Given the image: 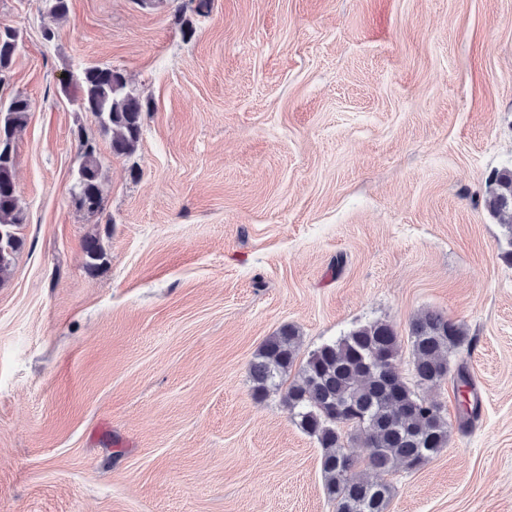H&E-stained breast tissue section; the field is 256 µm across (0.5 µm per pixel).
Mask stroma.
<instances>
[{
    "instance_id": "obj_1",
    "label": "stroma",
    "mask_w": 512,
    "mask_h": 512,
    "mask_svg": "<svg viewBox=\"0 0 512 512\" xmlns=\"http://www.w3.org/2000/svg\"><path fill=\"white\" fill-rule=\"evenodd\" d=\"M0 0L21 48L0 96L24 246L0 283V512H334L315 439L249 363L433 309L482 393L424 390L447 448L390 477L389 512H512V265L483 206L512 166V0ZM56 37L45 41V29ZM109 64L152 103L112 155L67 77ZM104 209L77 210L78 138ZM105 252L87 269L86 237ZM300 348V332L291 324L283 325L264 341L249 366L256 399H263L271 390L283 387L297 366Z\"/></svg>"
}]
</instances>
